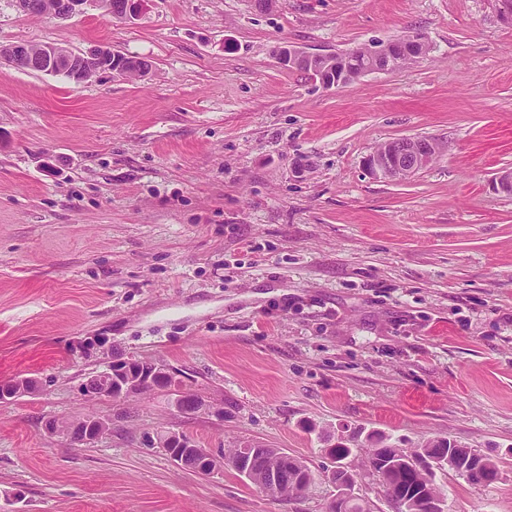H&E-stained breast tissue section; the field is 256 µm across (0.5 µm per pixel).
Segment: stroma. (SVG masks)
I'll return each instance as SVG.
<instances>
[{
  "instance_id": "35a3bbf8",
  "label": "stroma",
  "mask_w": 512,
  "mask_h": 512,
  "mask_svg": "<svg viewBox=\"0 0 512 512\" xmlns=\"http://www.w3.org/2000/svg\"><path fill=\"white\" fill-rule=\"evenodd\" d=\"M416 32L425 56L326 88L280 62ZM144 59L75 84L0 62V512H326L331 444L451 440L499 466L437 473L447 512H512V25L492 0H141L69 19L0 0V45ZM426 137L416 175L372 179L378 144ZM116 358L173 392L88 399ZM112 418L80 446L46 420ZM307 463L305 497L175 464L149 436ZM174 375V371L163 364H150L145 367L132 358L112 360L104 370L84 381L81 392L85 397L127 400L150 389L174 387L177 394L173 405L177 412L223 419L222 407H216L197 397L192 390L178 384Z\"/></svg>"
}]
</instances>
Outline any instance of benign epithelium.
<instances>
[{"mask_svg":"<svg viewBox=\"0 0 512 512\" xmlns=\"http://www.w3.org/2000/svg\"><path fill=\"white\" fill-rule=\"evenodd\" d=\"M90 8L101 11L104 16H112V0H56L45 13L67 19L86 12ZM426 48L427 42L419 34L403 35L385 44H374L352 50L359 55L353 61L359 72L350 74L340 68L332 75H327L323 61L325 56L310 54L292 46H281L277 56L290 68H299L310 72L324 87H339L370 72L392 71L399 69L413 56L417 48ZM0 59L12 62L21 70L41 72L49 75H63L70 81L80 84L102 71H112L127 75L132 73L133 57L113 51L107 46H95L83 52H73L57 45L31 46L23 42L0 45ZM439 146L429 140L417 137H402L377 145L363 161L367 173L374 179L397 180L414 175L428 165L438 153ZM176 388L173 405L182 414H203L224 418V409L216 407L197 397L192 390L178 384L174 371L163 364L140 365L135 359H118L109 362L106 368L84 381L82 395L99 399L127 400L141 393L160 387ZM36 383L31 378L17 379L11 383L0 384V402L12 400L34 390ZM50 433L72 436L74 430L82 433L78 443L90 446L112 429V418L95 416L70 421L65 418H52L46 422ZM161 448L168 449V454L175 463L183 468L203 474L213 472L206 462L213 455L205 448H200L187 436L174 431H167L156 437ZM407 462L421 475L440 468L454 472L467 481L489 473L499 475L487 465L484 456L470 448H465L450 441L448 456L443 460L429 457L418 448L410 451ZM360 479L352 466L336 470L332 481L336 484V499L344 500L355 497V487Z\"/></svg>","mask_w":512,"mask_h":512,"instance_id":"obj_1","label":"benign epithelium"}]
</instances>
